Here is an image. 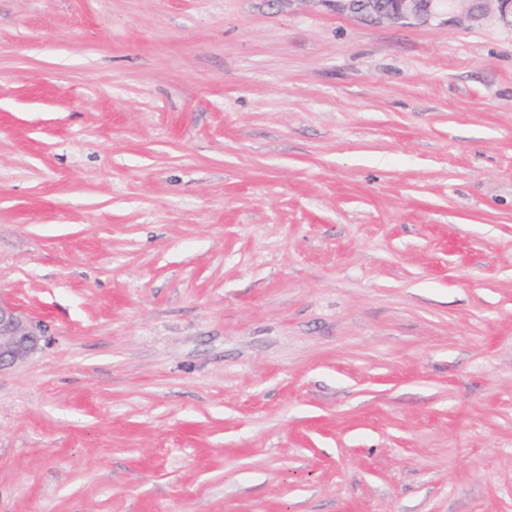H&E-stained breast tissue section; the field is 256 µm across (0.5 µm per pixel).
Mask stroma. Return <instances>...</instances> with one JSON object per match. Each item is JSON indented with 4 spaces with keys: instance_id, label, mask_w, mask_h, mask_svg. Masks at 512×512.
Returning a JSON list of instances; mask_svg holds the SVG:
<instances>
[{
    "instance_id": "1",
    "label": "stroma",
    "mask_w": 512,
    "mask_h": 512,
    "mask_svg": "<svg viewBox=\"0 0 512 512\" xmlns=\"http://www.w3.org/2000/svg\"><path fill=\"white\" fill-rule=\"evenodd\" d=\"M0 512H512V20L0 0ZM41 329L0 299V369L25 359L39 347Z\"/></svg>"
}]
</instances>
